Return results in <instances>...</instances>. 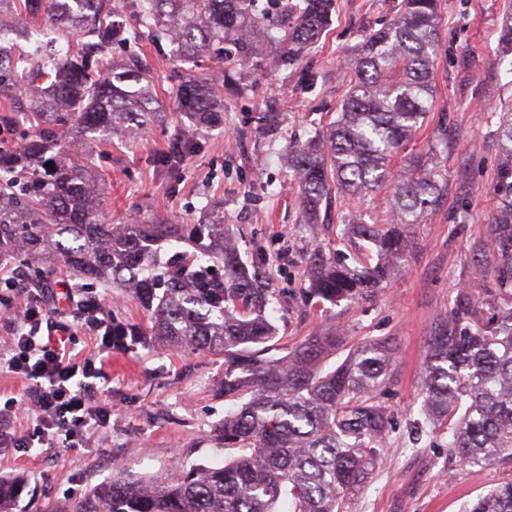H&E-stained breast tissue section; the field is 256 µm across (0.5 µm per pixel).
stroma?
Instances as JSON below:
<instances>
[{
	"label": "stroma",
	"instance_id": "1",
	"mask_svg": "<svg viewBox=\"0 0 512 512\" xmlns=\"http://www.w3.org/2000/svg\"><path fill=\"white\" fill-rule=\"evenodd\" d=\"M398 2L336 0L329 27L299 65L233 70L243 91L225 90L223 121L198 130L176 166L166 163L179 123L175 113L137 143L104 145L99 214L108 224L221 220L259 286L275 297L273 356L313 336L336 337L342 357L367 340L391 338L396 358L377 396L391 417L389 437L365 491L347 510L462 512L465 502L512 480V460L479 471L464 466L449 455L447 435L417 431V408L435 323L447 317L457 296L482 299L491 286L473 266L472 249L489 244L496 212L499 114L512 107V66L501 61L499 35L512 0L440 2L435 103L406 154L446 133L438 158L448 171V191L412 231L390 283L371 301L312 298L311 259L319 253L358 270L375 265L376 251L344 233V222L358 214L381 221L388 188L350 202L332 200L321 223L308 225L288 167L289 148L335 119L350 59L370 33L393 19ZM142 50L159 101L171 103L178 61L147 42ZM223 377L224 359L217 354L152 345L113 354L96 392L98 401L112 406L107 433L83 448L0 447V479L28 478L21 512H59L110 480L119 466L151 476L171 474L180 464L222 462L212 434L224 418V401L214 394Z\"/></svg>",
	"mask_w": 512,
	"mask_h": 512
}]
</instances>
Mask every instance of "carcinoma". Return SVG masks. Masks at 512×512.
Instances as JSON below:
<instances>
[{"instance_id":"cac0c4a2","label":"carcinoma","mask_w":512,"mask_h":512,"mask_svg":"<svg viewBox=\"0 0 512 512\" xmlns=\"http://www.w3.org/2000/svg\"><path fill=\"white\" fill-rule=\"evenodd\" d=\"M335 0H124L136 26L116 23L112 0H0V21L42 16L59 39L80 41L61 54L45 29L0 26V122L24 141L0 150V253L23 256L46 287L64 268L101 285L126 288L148 312L143 329L112 322L116 340L154 341L185 352L224 355L221 392L232 409L214 429L224 462L191 467L176 478L136 479L118 472L59 512H346L365 488L391 426L375 394L395 346L381 338L357 346L333 368L322 360L336 340L314 337L281 357L266 315L273 297L255 286L224 238L222 224H196L193 252L160 253L157 243L185 237L187 225L155 221L104 224L98 154L92 143L116 134L136 142L164 121L141 46H173L184 64L207 57L234 67L259 58L269 67L299 62L329 25ZM439 0H401L397 15L372 33L350 63L348 91L336 120L293 147L304 223H317L332 191L348 198L387 186L385 224L354 221L349 231L374 244L386 262L357 273L316 258L309 293L338 302L368 299L385 283L405 247L408 227L442 200L445 168L428 157L391 163L412 141L435 100L433 67L440 43ZM125 57L109 61L113 44ZM175 105L191 125L224 114V85L210 75L175 82ZM501 163L490 235L493 259L475 247L473 262L496 288L485 301L462 296L427 342L420 415L448 434V452L472 468L512 460V109L498 126ZM51 167H46L47 163ZM501 320L492 327L486 308ZM22 481H0V512H16ZM512 512V481L465 508Z\"/></svg>"}]
</instances>
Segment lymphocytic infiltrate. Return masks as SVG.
Listing matches in <instances>:
<instances>
[{
  "mask_svg": "<svg viewBox=\"0 0 512 512\" xmlns=\"http://www.w3.org/2000/svg\"><path fill=\"white\" fill-rule=\"evenodd\" d=\"M20 308L8 319L12 329L8 373L28 383L25 401L7 399L0 416L15 414L28 406L37 424L32 432L13 439L0 430V444L14 442L19 448L84 447L91 435H101L111 426L112 408L96 398L97 379L118 345L112 339V321L105 317L100 299L84 295L70 281L60 280L46 288H24L16 276L4 280ZM65 307H57V300ZM95 336L97 347L79 359L71 351L72 324Z\"/></svg>",
  "mask_w": 512,
  "mask_h": 512,
  "instance_id": "f902f5d3",
  "label": "lymphocytic infiltrate"
}]
</instances>
